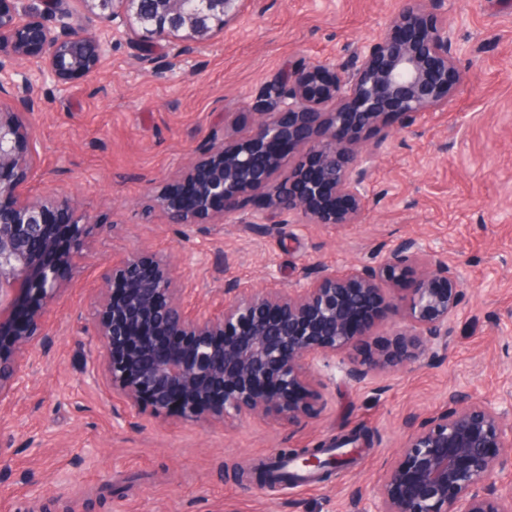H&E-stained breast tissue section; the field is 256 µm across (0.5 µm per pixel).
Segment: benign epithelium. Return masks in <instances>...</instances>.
I'll list each match as a JSON object with an SVG mask.
<instances>
[{
    "label": "benign epithelium",
    "mask_w": 512,
    "mask_h": 512,
    "mask_svg": "<svg viewBox=\"0 0 512 512\" xmlns=\"http://www.w3.org/2000/svg\"><path fill=\"white\" fill-rule=\"evenodd\" d=\"M242 0H0V59L17 79L0 83V407L29 381L30 359L53 333L43 306L61 292V267L78 266L98 224L75 216L71 196L42 199L21 186L35 164L29 118L41 98L24 64L37 53L43 80L63 86L96 72L112 41L129 31L168 40L175 57L224 31ZM444 0L401 6L352 62L333 59L290 67L243 109L256 116L248 136L234 134L239 113H224V139L158 198L169 224H218L239 199L268 186L282 151L297 156L276 187L263 224H360L371 207L375 154L362 134L391 122L412 126L442 111L460 74ZM91 306L98 357L86 373L126 405L157 417L231 426L245 417L290 423L309 415L323 383L317 364L339 358L344 377L360 383L400 367L431 364L448 350V326L462 303L458 266L402 238L374 264L343 272L313 267L296 288L235 285L218 314L186 312L184 289L168 258L134 252L104 274ZM394 315L399 326L378 353L357 357L368 330L363 314ZM496 402L451 394L412 421L401 451L386 461L363 512H512V486L494 481L512 465V433ZM346 435L299 455L312 478L344 461L330 449Z\"/></svg>",
    "instance_id": "obj_1"
}]
</instances>
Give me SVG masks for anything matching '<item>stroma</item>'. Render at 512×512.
I'll return each mask as SVG.
<instances>
[{
	"mask_svg": "<svg viewBox=\"0 0 512 512\" xmlns=\"http://www.w3.org/2000/svg\"><path fill=\"white\" fill-rule=\"evenodd\" d=\"M399 3L246 0L236 26L179 63L169 42L133 33L95 74L60 91L45 86L27 190L71 195L99 228L82 268L60 272L66 289L44 314L51 348L37 354L11 408L0 409V512H357V495L380 482L411 418L429 416L452 391L512 402V0H446L462 79L444 111L366 134L377 157L364 223L257 224L264 190L228 221L189 231L152 205L223 138L225 113L288 66L347 60ZM144 53L151 63L140 64ZM405 236L464 275L448 352L433 364L353 383L331 358L317 366L323 388L313 415L295 424L247 418L233 429L127 409L83 378L98 354L90 302L113 258L168 256L185 281L186 309L216 312L235 282L294 288L311 267L369 263ZM353 431L369 442L329 479L270 486L226 475Z\"/></svg>",
	"mask_w": 512,
	"mask_h": 512,
	"instance_id": "1",
	"label": "stroma"
}]
</instances>
